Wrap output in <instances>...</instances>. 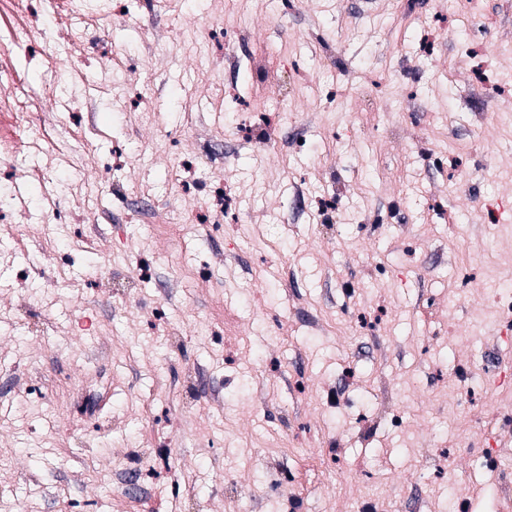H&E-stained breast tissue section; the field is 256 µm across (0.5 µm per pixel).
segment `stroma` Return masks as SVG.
<instances>
[{
  "instance_id": "1",
  "label": "stroma",
  "mask_w": 512,
  "mask_h": 512,
  "mask_svg": "<svg viewBox=\"0 0 512 512\" xmlns=\"http://www.w3.org/2000/svg\"><path fill=\"white\" fill-rule=\"evenodd\" d=\"M126 9L0 164V512H512L503 0Z\"/></svg>"
}]
</instances>
